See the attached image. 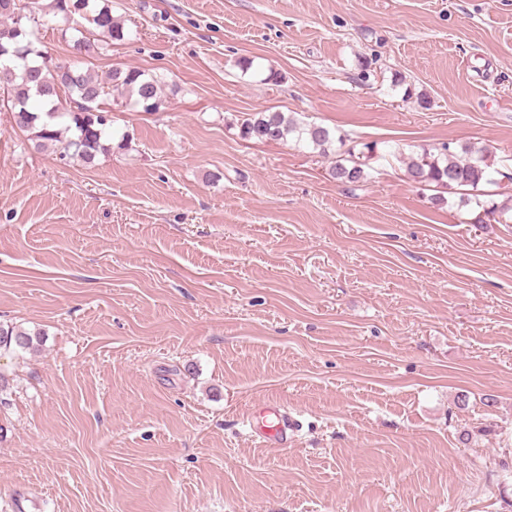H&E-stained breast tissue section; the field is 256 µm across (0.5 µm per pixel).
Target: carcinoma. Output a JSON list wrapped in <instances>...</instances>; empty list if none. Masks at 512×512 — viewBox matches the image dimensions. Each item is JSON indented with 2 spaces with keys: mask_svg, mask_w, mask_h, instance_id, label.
Returning <instances> with one entry per match:
<instances>
[{
  "mask_svg": "<svg viewBox=\"0 0 512 512\" xmlns=\"http://www.w3.org/2000/svg\"><path fill=\"white\" fill-rule=\"evenodd\" d=\"M49 12L61 15L69 29L77 32L73 48L89 54L123 42L129 32L112 18L108 5L96 8L90 0H52ZM43 10L28 0H0V105L11 114L12 127L27 134L36 148L51 145L60 159L94 163L98 154L109 150L106 137L119 138L118 147H128L133 136L112 127V109L106 106L112 91L121 90L145 112L165 108L164 80L138 68L114 70L103 80L79 61L55 63L35 44V33L44 26ZM87 25H80V21ZM244 140L282 141L326 148L343 143L336 130L316 123L298 122L282 112H258L242 121ZM491 153L465 144L456 151L444 143L438 152L425 151L405 162V175L421 186L474 191L491 181ZM333 175L341 183L365 180V163L352 159L338 163ZM41 341V333L21 325L0 324V354L26 352Z\"/></svg>",
  "mask_w": 512,
  "mask_h": 512,
  "instance_id": "obj_1",
  "label": "carcinoma"
}]
</instances>
